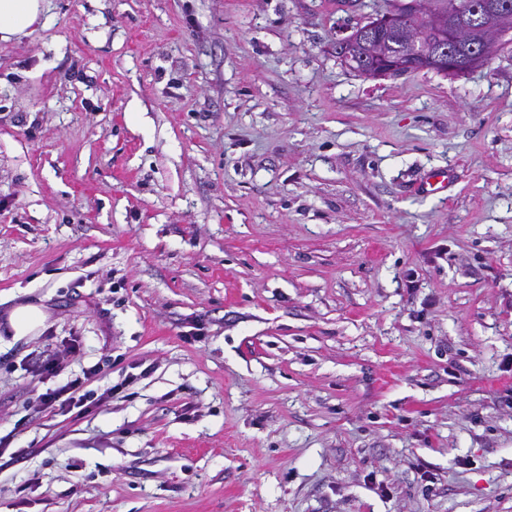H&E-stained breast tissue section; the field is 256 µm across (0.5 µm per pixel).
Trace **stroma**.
I'll return each mask as SVG.
<instances>
[{
  "mask_svg": "<svg viewBox=\"0 0 512 512\" xmlns=\"http://www.w3.org/2000/svg\"><path fill=\"white\" fill-rule=\"evenodd\" d=\"M390 5L48 0L0 43V314L50 312L0 321V512H512V42L342 65ZM339 43V42H338ZM336 44V54L342 58V52L338 50L339 44ZM349 54L351 56L350 59L345 57L344 62H346L351 68L356 70L357 72L369 75V72L372 71L375 63H380L384 59L381 57H375L370 54V49L365 44L356 43L353 47L349 49ZM370 76V75H369ZM50 313L41 303H18L7 313L8 332L13 339L38 336L46 327ZM99 370L100 368L94 366L83 372V378L77 377L55 390L39 394L34 400L35 406L39 409H55L58 406L60 409L68 411L83 408L93 394L90 391L79 393L84 384L96 376Z\"/></svg>",
  "mask_w": 512,
  "mask_h": 512,
  "instance_id": "1",
  "label": "stroma"
}]
</instances>
